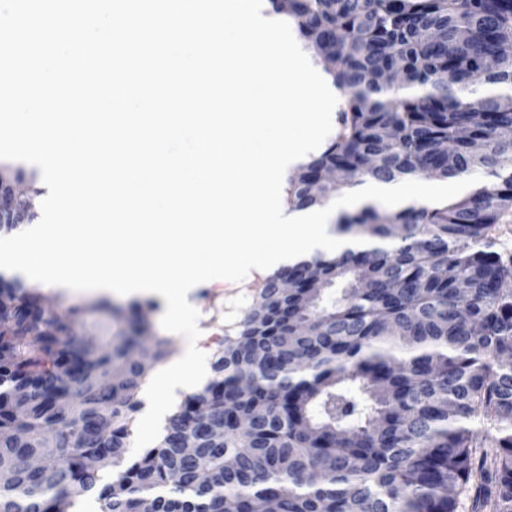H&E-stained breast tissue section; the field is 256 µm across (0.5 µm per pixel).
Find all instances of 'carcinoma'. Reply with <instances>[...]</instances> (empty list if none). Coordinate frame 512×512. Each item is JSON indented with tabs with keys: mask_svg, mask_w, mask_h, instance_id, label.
<instances>
[{
	"mask_svg": "<svg viewBox=\"0 0 512 512\" xmlns=\"http://www.w3.org/2000/svg\"><path fill=\"white\" fill-rule=\"evenodd\" d=\"M288 15L344 96L334 139L290 180L292 209L326 203L309 192L321 166L340 189L485 179L343 215L371 248L266 277L209 381L134 456L136 396L166 357L158 339L140 361L142 304L114 334L99 300L54 314L0 278V512L87 497L98 512H252L258 497L280 512H512V255L490 236L512 208V0H293ZM313 266L340 286L326 302ZM285 273L296 287L267 294ZM480 178H481V175L478 173H475V174L471 175L470 177H468L465 181L457 183V187L454 190L447 192V193L445 190L446 184L436 182L435 180L426 178V177H422L417 180H411L408 182H404V183H401L400 185L403 187H408V188L418 187V188H422V189L437 190L440 194L439 200H444L446 198H448V199L452 198V197L460 194L461 192L465 191L468 184L473 183V182L479 180Z\"/></svg>",
	"mask_w": 512,
	"mask_h": 512,
	"instance_id": "carcinoma-1",
	"label": "carcinoma"
}]
</instances>
